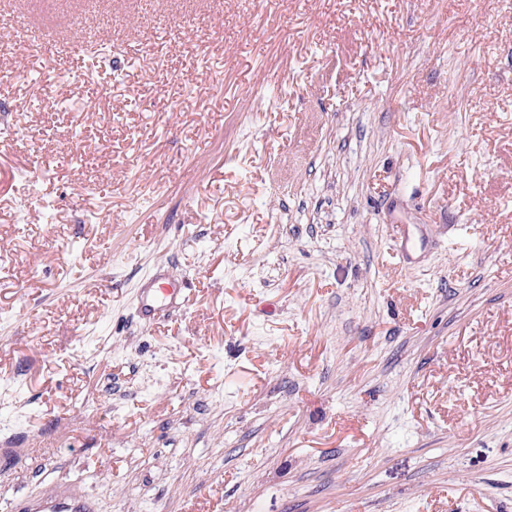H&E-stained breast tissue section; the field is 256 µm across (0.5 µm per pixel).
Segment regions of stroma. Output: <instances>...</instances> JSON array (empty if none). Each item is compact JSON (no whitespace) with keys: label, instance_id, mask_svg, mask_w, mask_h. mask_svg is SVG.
Returning a JSON list of instances; mask_svg holds the SVG:
<instances>
[{"label":"stroma","instance_id":"obj_1","mask_svg":"<svg viewBox=\"0 0 512 512\" xmlns=\"http://www.w3.org/2000/svg\"><path fill=\"white\" fill-rule=\"evenodd\" d=\"M0 123V512H512V0H0ZM185 288L175 283L157 282L145 288L139 301V312L144 320H151L159 310L187 305L190 298L184 293ZM27 512H95V502L81 495L68 494L65 491L55 492L44 499L38 500L25 508Z\"/></svg>","mask_w":512,"mask_h":512}]
</instances>
